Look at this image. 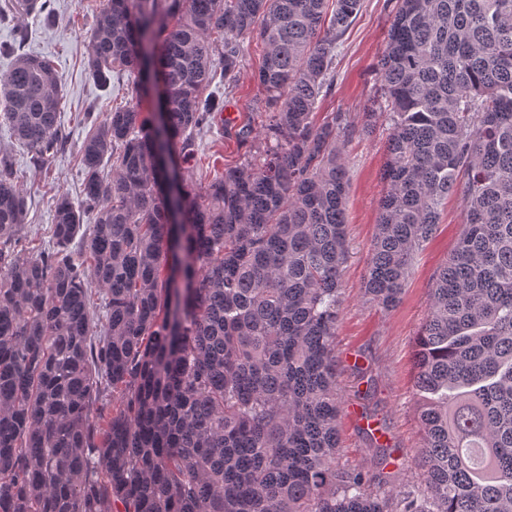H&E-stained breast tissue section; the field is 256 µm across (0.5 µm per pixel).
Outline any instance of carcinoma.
<instances>
[{"label":"carcinoma","mask_w":512,"mask_h":512,"mask_svg":"<svg viewBox=\"0 0 512 512\" xmlns=\"http://www.w3.org/2000/svg\"><path fill=\"white\" fill-rule=\"evenodd\" d=\"M361 0H100L87 69L161 77L90 124L81 198L33 245L0 153V512H512V0H397L374 103L389 135L364 295L395 306L458 195L415 354L419 483L338 464L333 339L348 260L344 137L318 121ZM51 20L52 0H14ZM257 39L264 139L200 192L194 133ZM0 122L48 168L53 63L20 52Z\"/></svg>","instance_id":"1"}]
</instances>
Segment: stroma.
Returning <instances> with one entry per match:
<instances>
[{"label":"stroma","mask_w":512,"mask_h":512,"mask_svg":"<svg viewBox=\"0 0 512 512\" xmlns=\"http://www.w3.org/2000/svg\"><path fill=\"white\" fill-rule=\"evenodd\" d=\"M98 2L55 0L53 20L22 14L8 22L0 21V43L11 42L17 30H25L24 52L53 61L64 93L59 122L69 141L48 169L30 166L11 130L0 123V150L10 152L15 159L18 181L28 200L25 222L33 232L49 226L58 195L68 194L75 201L80 198L81 173L75 153L87 133L81 120L85 109L92 105L104 113L131 96L132 82L127 77L104 85L86 69L87 36ZM395 2L361 0L337 53L332 87L320 97L318 110L347 113L353 125L345 142L350 178L346 199L349 259L342 276L341 317L334 338L336 383L342 400L340 464L352 472H373L375 448L383 446L395 465L396 482L402 485L418 478L411 458L423 442L415 390L416 336L435 274L453 250L466 217L459 197L451 196L436 232L416 257L399 305L385 310L368 301L361 284L376 231L389 124L380 114L372 131H365L363 114L370 111L379 86L376 65ZM261 58L260 44L248 43L233 85L216 82L210 87L223 100L224 109L217 114L211 131L196 136L194 170L202 181L239 162L246 151L238 139L241 127L261 128L259 101L263 94L254 79ZM371 426L379 430L373 441L366 434Z\"/></svg>","instance_id":"obj_1"}]
</instances>
